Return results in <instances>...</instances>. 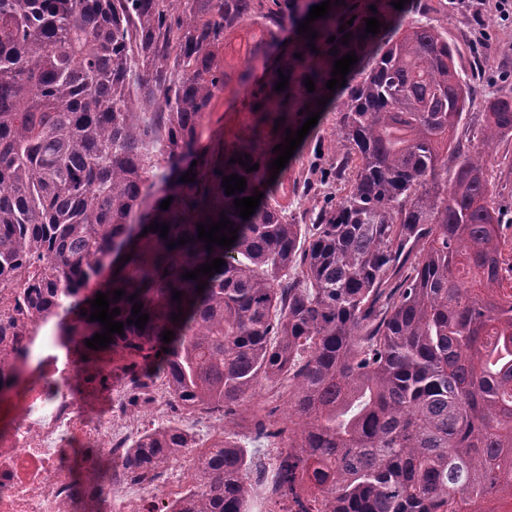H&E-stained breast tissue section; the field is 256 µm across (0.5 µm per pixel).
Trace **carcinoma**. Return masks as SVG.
<instances>
[{
	"instance_id": "obj_1",
	"label": "carcinoma",
	"mask_w": 512,
	"mask_h": 512,
	"mask_svg": "<svg viewBox=\"0 0 512 512\" xmlns=\"http://www.w3.org/2000/svg\"><path fill=\"white\" fill-rule=\"evenodd\" d=\"M391 2L334 4L310 40L298 26L320 0H0V287L19 289L0 336H16L23 317H56L58 337L94 356L104 348L85 342L103 327L81 312L107 294L124 323L108 349L134 385L161 379L183 410L224 417V444L195 453V491L178 512H257L269 494L295 512L512 502V222L501 221L492 164L512 134V95L482 96L478 144L463 142L472 92L448 39L425 16L404 24L415 0ZM372 16L382 27L366 35ZM256 17L234 76L228 38ZM334 46L358 62L330 91ZM246 85L245 123L191 166L213 101ZM329 110L340 114L332 174L345 195L297 224L278 202L294 191L292 163L273 174V148ZM245 154L258 170L229 163ZM188 171L195 181H180ZM233 173L246 188L228 196ZM256 190L245 220L234 199ZM222 213L238 238L209 252L197 224ZM154 221L168 238L143 234ZM180 237L189 242L169 249ZM122 249L131 259L101 280ZM215 258L219 272L182 278ZM138 301L142 330L126 324ZM29 360L22 350L0 371V390ZM264 381L289 402L286 421L253 423L279 449L270 478L235 418ZM192 441L171 419L140 435L125 465L150 472Z\"/></svg>"
}]
</instances>
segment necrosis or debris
<instances>
[{
	"instance_id": "obj_1",
	"label": "necrosis or debris",
	"mask_w": 512,
	"mask_h": 512,
	"mask_svg": "<svg viewBox=\"0 0 512 512\" xmlns=\"http://www.w3.org/2000/svg\"><path fill=\"white\" fill-rule=\"evenodd\" d=\"M43 326L31 317L25 336L0 343V367L25 346L41 367L0 429V512H175L194 491L189 458L129 470L143 426L113 390L111 368L82 364Z\"/></svg>"
}]
</instances>
